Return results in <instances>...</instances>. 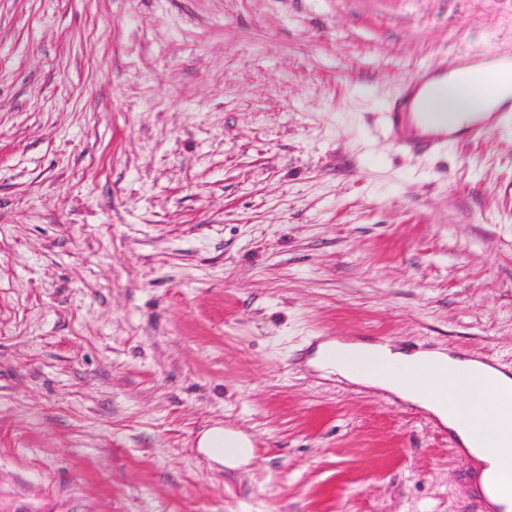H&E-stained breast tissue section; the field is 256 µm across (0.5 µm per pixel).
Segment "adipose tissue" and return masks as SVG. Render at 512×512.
Instances as JSON below:
<instances>
[{
	"label": "adipose tissue",
	"mask_w": 512,
	"mask_h": 512,
	"mask_svg": "<svg viewBox=\"0 0 512 512\" xmlns=\"http://www.w3.org/2000/svg\"><path fill=\"white\" fill-rule=\"evenodd\" d=\"M423 362L436 366H465L471 373L467 389H452L445 379L434 375L429 376L422 387H412L399 380L402 369ZM312 364L349 383L388 391L429 411L488 467L496 465L495 458L489 454L490 449L512 452V424H505L493 405L496 389H512L511 374L493 371L479 361L442 351L407 352L369 342L320 343ZM197 450L208 460L229 469L247 464L253 457L250 439L220 424L212 425L200 434Z\"/></svg>",
	"instance_id": "ef3b65f1"
}]
</instances>
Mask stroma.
Returning <instances> with one entry per match:
<instances>
[{
    "mask_svg": "<svg viewBox=\"0 0 512 512\" xmlns=\"http://www.w3.org/2000/svg\"><path fill=\"white\" fill-rule=\"evenodd\" d=\"M509 50L512 0H0V512H478L447 426L308 360L512 373V126L382 122ZM507 62L512 80V54H497L492 58L457 55L448 58L442 66H420L412 76L402 82L395 97L382 114L392 147L402 153H438L448 146V141L467 138L478 139L495 127L512 124V97L499 103L491 112H486L495 103L484 101L481 94L467 87H453L448 91V112H486L477 115L460 129L448 128V112H429L428 102L451 79L467 80L472 68L482 63H491L489 70ZM197 450L208 460L228 469H236L253 458L250 439L243 433L215 424L205 429L197 440Z\"/></svg>",
    "mask_w": 512,
    "mask_h": 512,
    "instance_id": "stroma-1",
    "label": "stroma"
}]
</instances>
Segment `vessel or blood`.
<instances>
[{"mask_svg":"<svg viewBox=\"0 0 512 512\" xmlns=\"http://www.w3.org/2000/svg\"><path fill=\"white\" fill-rule=\"evenodd\" d=\"M482 62L479 56H452L442 66H420L403 81L382 114L392 147L402 153H437L449 141L478 139L492 128L511 125L512 97L503 100L491 112L477 115L459 129L449 128L447 113L428 109L429 100L447 86L449 80H467L472 68Z\"/></svg>","mask_w":512,"mask_h":512,"instance_id":"obj_1","label":"vessel or blood"}]
</instances>
